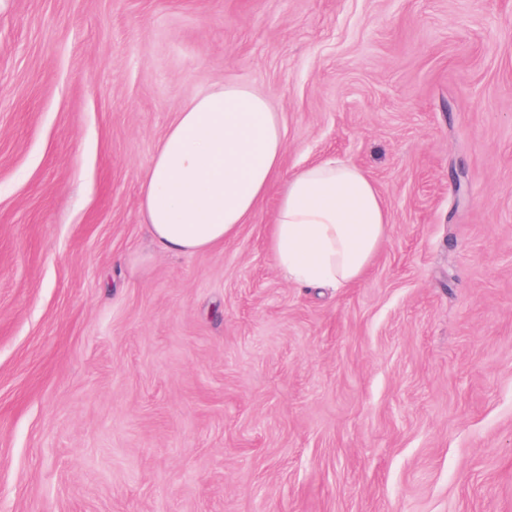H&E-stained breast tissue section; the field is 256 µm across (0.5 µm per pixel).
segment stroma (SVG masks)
<instances>
[{
  "instance_id": "obj_1",
  "label": "stroma",
  "mask_w": 512,
  "mask_h": 512,
  "mask_svg": "<svg viewBox=\"0 0 512 512\" xmlns=\"http://www.w3.org/2000/svg\"><path fill=\"white\" fill-rule=\"evenodd\" d=\"M218 82L373 179L360 280L288 282L273 192L153 247ZM0 512H512V0H0Z\"/></svg>"
}]
</instances>
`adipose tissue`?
<instances>
[{
    "mask_svg": "<svg viewBox=\"0 0 512 512\" xmlns=\"http://www.w3.org/2000/svg\"><path fill=\"white\" fill-rule=\"evenodd\" d=\"M280 116L252 89L217 83L179 113L142 172L141 212L157 249L187 255L237 237L269 191L267 247L306 287L360 279L390 214L363 169L328 159L283 172Z\"/></svg>",
    "mask_w": 512,
    "mask_h": 512,
    "instance_id": "ef3b65f1",
    "label": "adipose tissue"
}]
</instances>
